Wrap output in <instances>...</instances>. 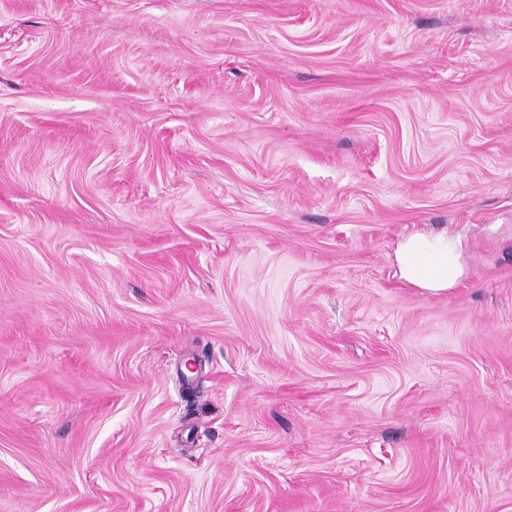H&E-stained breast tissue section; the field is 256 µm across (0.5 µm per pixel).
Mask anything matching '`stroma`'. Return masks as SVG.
I'll return each mask as SVG.
<instances>
[{
	"label": "stroma",
	"instance_id": "stroma-1",
	"mask_svg": "<svg viewBox=\"0 0 512 512\" xmlns=\"http://www.w3.org/2000/svg\"><path fill=\"white\" fill-rule=\"evenodd\" d=\"M0 512H512V0H0ZM460 239L443 229L415 233L394 250L395 274L405 283L431 293L450 290L463 274Z\"/></svg>",
	"mask_w": 512,
	"mask_h": 512
}]
</instances>
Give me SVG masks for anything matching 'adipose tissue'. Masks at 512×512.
<instances>
[{
  "label": "adipose tissue",
  "mask_w": 512,
  "mask_h": 512,
  "mask_svg": "<svg viewBox=\"0 0 512 512\" xmlns=\"http://www.w3.org/2000/svg\"><path fill=\"white\" fill-rule=\"evenodd\" d=\"M460 239L448 230L415 233L394 250L396 274L405 283L431 293L450 290L463 274Z\"/></svg>",
  "instance_id": "adipose-tissue-1"
}]
</instances>
